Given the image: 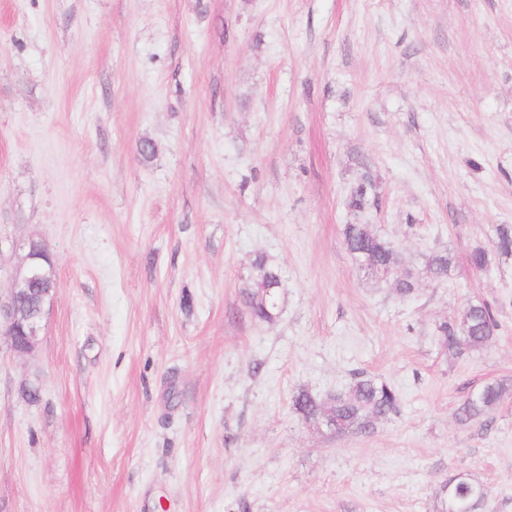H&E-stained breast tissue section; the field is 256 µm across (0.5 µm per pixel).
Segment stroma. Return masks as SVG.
<instances>
[{
	"mask_svg": "<svg viewBox=\"0 0 512 512\" xmlns=\"http://www.w3.org/2000/svg\"><path fill=\"white\" fill-rule=\"evenodd\" d=\"M347 224L419 295L367 279ZM502 225L512 0H0V235L41 240L58 282L32 354L0 338V512H438L459 472L512 512V393L455 418L512 390V256L470 262ZM259 254L270 323L241 300ZM479 302L491 342L441 352ZM356 371L399 414L337 436L294 412ZM345 243L358 268L378 279L392 278L393 290L402 299L419 292V277L401 271L402 257L388 240L375 234L368 224H347L343 229ZM454 264L453 255L448 250L431 253L426 262L428 276L441 280L448 277ZM251 266L250 285L241 292L242 299L253 318L270 323L278 317L280 311L281 274L278 267L263 254L257 255ZM273 286L275 289L264 298L260 289ZM497 327L488 304H469L456 319L441 321L436 326V343L456 358L469 356L487 346ZM508 394V388L501 383H488L468 394L457 408L460 423L480 420L495 409Z\"/></svg>",
	"mask_w": 512,
	"mask_h": 512,
	"instance_id": "35a3bbf8",
	"label": "stroma"
}]
</instances>
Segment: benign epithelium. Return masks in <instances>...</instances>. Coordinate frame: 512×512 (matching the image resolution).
<instances>
[{"mask_svg": "<svg viewBox=\"0 0 512 512\" xmlns=\"http://www.w3.org/2000/svg\"><path fill=\"white\" fill-rule=\"evenodd\" d=\"M6 251L13 255L21 252L23 257L9 274L10 286L6 293H0V334L7 337L14 353L29 354L35 349L41 335L46 307L41 305L36 313L27 315L20 303L31 291L30 285L40 277V269L29 241L0 238V257Z\"/></svg>", "mask_w": 512, "mask_h": 512, "instance_id": "obj_1", "label": "benign epithelium"}]
</instances>
